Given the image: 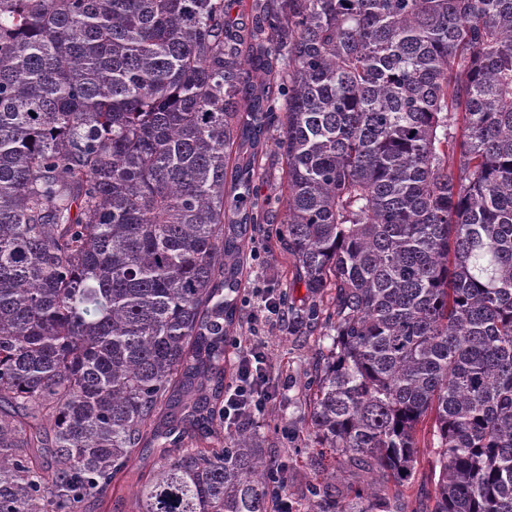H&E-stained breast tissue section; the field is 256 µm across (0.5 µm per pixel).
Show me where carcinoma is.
<instances>
[{"label":"carcinoma","instance_id":"cac0c4a2","mask_svg":"<svg viewBox=\"0 0 512 512\" xmlns=\"http://www.w3.org/2000/svg\"><path fill=\"white\" fill-rule=\"evenodd\" d=\"M224 2L0 0V512H80L139 447L137 512H273L224 346L276 112L281 237L335 291L317 446L398 483L431 447L426 512H512V0ZM252 0H226L225 6L235 23L251 26L257 20V12L252 7Z\"/></svg>","mask_w":512,"mask_h":512}]
</instances>
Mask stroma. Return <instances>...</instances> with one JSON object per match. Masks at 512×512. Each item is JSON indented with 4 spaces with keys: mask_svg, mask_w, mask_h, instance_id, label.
I'll return each instance as SVG.
<instances>
[{
    "mask_svg": "<svg viewBox=\"0 0 512 512\" xmlns=\"http://www.w3.org/2000/svg\"><path fill=\"white\" fill-rule=\"evenodd\" d=\"M281 136V122H272L255 181L257 195L266 205L265 221L257 225L247 245L248 251H259L260 258L247 263L241 293L250 302L239 307L234 334L266 348L274 397L268 412L257 415L252 426L261 437L266 458L287 461L289 500L294 512H303L312 501L310 481L322 466L309 430L312 382L330 344L336 305L332 292L315 294L305 287L279 237L285 210L283 160L276 148ZM265 290L283 298L286 307L279 318L256 324L252 316L260 311V294ZM431 461L430 449H421L409 484L389 486L390 497L401 503L405 512H418V490L430 489ZM137 484L136 474L118 475L107 496L86 503L82 512H135Z\"/></svg>",
    "mask_w": 512,
    "mask_h": 512,
    "instance_id": "35a3bbf8",
    "label": "stroma"
}]
</instances>
